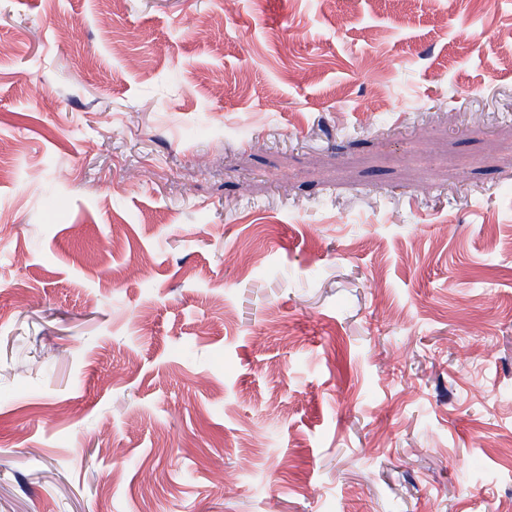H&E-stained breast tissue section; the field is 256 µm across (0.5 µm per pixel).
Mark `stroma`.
<instances>
[{
  "instance_id": "1",
  "label": "stroma",
  "mask_w": 512,
  "mask_h": 512,
  "mask_svg": "<svg viewBox=\"0 0 512 512\" xmlns=\"http://www.w3.org/2000/svg\"><path fill=\"white\" fill-rule=\"evenodd\" d=\"M1 45L0 512H512V0Z\"/></svg>"
}]
</instances>
